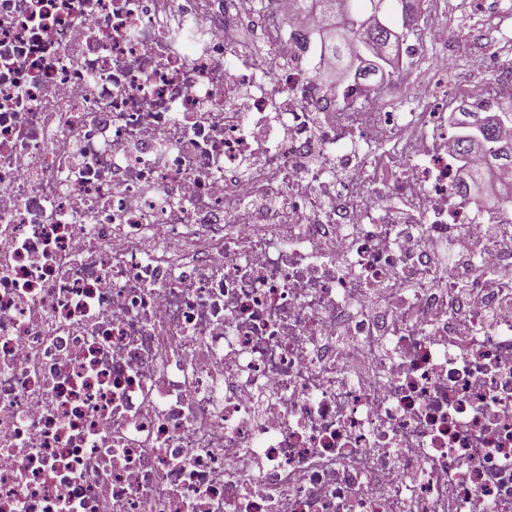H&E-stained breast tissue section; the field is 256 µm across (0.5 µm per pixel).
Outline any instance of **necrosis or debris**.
I'll return each mask as SVG.
<instances>
[{
  "label": "necrosis or debris",
  "mask_w": 512,
  "mask_h": 512,
  "mask_svg": "<svg viewBox=\"0 0 512 512\" xmlns=\"http://www.w3.org/2000/svg\"><path fill=\"white\" fill-rule=\"evenodd\" d=\"M434 13L385 112L288 0H0V512H512V208Z\"/></svg>",
  "instance_id": "obj_1"
}]
</instances>
